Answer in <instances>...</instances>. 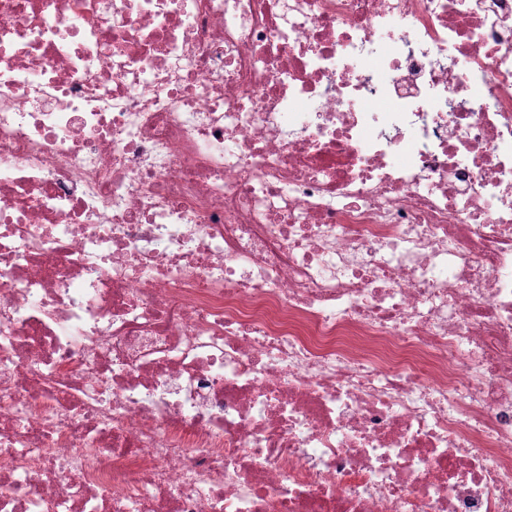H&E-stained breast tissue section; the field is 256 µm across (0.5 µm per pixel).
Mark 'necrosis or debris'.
<instances>
[{"label": "necrosis or debris", "instance_id": "4bbe7bcc", "mask_svg": "<svg viewBox=\"0 0 512 512\" xmlns=\"http://www.w3.org/2000/svg\"><path fill=\"white\" fill-rule=\"evenodd\" d=\"M0 512H512V0H0Z\"/></svg>", "mask_w": 512, "mask_h": 512}]
</instances>
